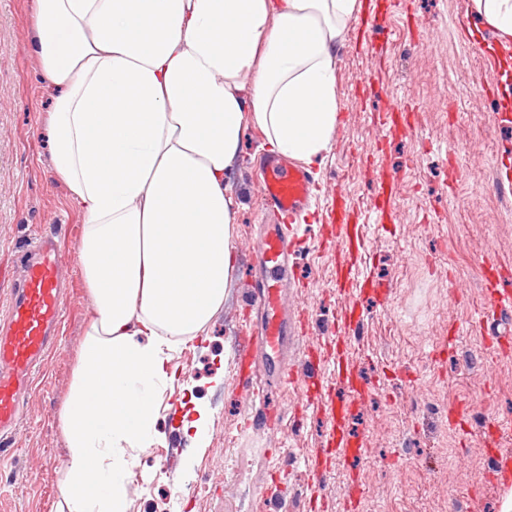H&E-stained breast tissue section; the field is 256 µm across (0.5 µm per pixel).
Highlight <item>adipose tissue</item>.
Segmentation results:
<instances>
[{"instance_id": "1", "label": "adipose tissue", "mask_w": 512, "mask_h": 512, "mask_svg": "<svg viewBox=\"0 0 512 512\" xmlns=\"http://www.w3.org/2000/svg\"><path fill=\"white\" fill-rule=\"evenodd\" d=\"M512 46V0H472ZM358 0H34L51 161L84 217L91 312L61 412L68 512H127L126 476L235 270L225 183L249 128L313 163L339 121L335 51ZM106 489H98L101 477Z\"/></svg>"}]
</instances>
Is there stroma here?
I'll list each match as a JSON object with an SVG mask.
<instances>
[{
    "label": "stroma",
    "mask_w": 512,
    "mask_h": 512,
    "mask_svg": "<svg viewBox=\"0 0 512 512\" xmlns=\"http://www.w3.org/2000/svg\"><path fill=\"white\" fill-rule=\"evenodd\" d=\"M32 0H0V266L18 274L16 256L42 233L68 239L63 269L73 290L60 341L25 416L0 458V512H59L66 445L59 412L73 378L91 299L77 258L83 215L50 161L45 85L29 37ZM470 0H393L377 51L360 48L348 20L336 48L340 121L311 174L322 195L342 193L366 227L356 280H374L383 301L336 291L335 247L304 222L293 263L304 287L285 293L305 309V345L343 344L368 384L347 428L363 444L358 459H338L309 483L306 460L324 449L331 416L303 404L300 386L271 388L283 420L272 431L247 426L237 376L250 259L261 219L253 168L266 150L249 130L229 191L239 201L234 285L206 337L175 345L173 392L159 427L163 441L139 452L127 478L128 512H512V356L493 353L495 334L512 329V304L478 321L482 271L512 262V192L497 182L512 168V123L489 122L508 89L512 62L499 51L487 66L464 37ZM410 113L404 133L382 130L388 102ZM371 146L359 157L362 146ZM398 182L390 223L374 221L380 173ZM356 305L361 324L343 329ZM208 406L209 437L193 444L185 428L194 403ZM180 449L176 458L167 449Z\"/></svg>",
    "instance_id": "1"
}]
</instances>
